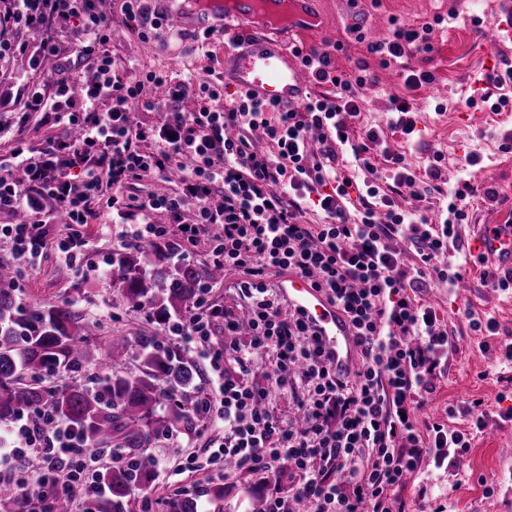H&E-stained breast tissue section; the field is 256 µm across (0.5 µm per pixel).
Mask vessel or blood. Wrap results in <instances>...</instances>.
<instances>
[{
	"instance_id": "1",
	"label": "vessel or blood",
	"mask_w": 512,
	"mask_h": 512,
	"mask_svg": "<svg viewBox=\"0 0 512 512\" xmlns=\"http://www.w3.org/2000/svg\"><path fill=\"white\" fill-rule=\"evenodd\" d=\"M254 0H238L235 10L213 0L199 10L196 0H166V25L171 30L219 29L237 40L236 49L224 56V80L259 102L282 105L301 103L309 78L294 56L254 31ZM475 256L500 272L512 273V225L484 224L471 241ZM281 288L291 307L302 310L337 371H352L357 363L345 317L303 277L289 275Z\"/></svg>"
}]
</instances>
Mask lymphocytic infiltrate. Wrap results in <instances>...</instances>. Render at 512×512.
I'll return each mask as SVG.
<instances>
[{
  "instance_id": "lymphocytic-infiltrate-1",
  "label": "lymphocytic infiltrate",
  "mask_w": 512,
  "mask_h": 512,
  "mask_svg": "<svg viewBox=\"0 0 512 512\" xmlns=\"http://www.w3.org/2000/svg\"><path fill=\"white\" fill-rule=\"evenodd\" d=\"M36 32L33 40L21 31ZM434 26H399L391 40L368 43L382 64L431 52ZM71 37L80 68L94 80L74 94L72 77L48 88L30 81L0 106L22 118L41 115L62 128L43 147L24 144L0 155V237L18 260L17 275L38 265L48 245L72 268L88 259V239H50L53 210L88 224L107 211L127 226L116 246L165 244L170 228L183 241L209 243L210 264L237 272V307L219 309L203 285L190 310L162 329L205 364L199 413L224 436L206 464L228 481L226 466L271 476L267 512H395L407 473L425 457L457 465L470 447L466 433L417 412L446 371L455 346L437 310L420 301L430 276L461 278L457 228L468 218L467 189L455 191L440 219L423 207L441 178L442 155L426 182L389 151L384 136L360 125L357 87L330 52L309 50L302 65L323 93L298 107L250 101L242 92L173 80L164 72L117 73L106 45L108 17L98 0H0V84L12 82L7 62L27 58L40 70ZM164 88L163 100L147 86ZM158 112L154 124L132 123L129 107ZM355 160L368 176L351 174ZM384 175H376V167ZM182 176L177 189L136 193L137 185ZM24 169L17 182L15 169ZM409 194L415 208L402 206ZM319 210L323 221H307ZM166 213L164 224H131L128 216ZM307 279L346 317L358 354L353 371L336 372L304 315L289 308L277 277ZM224 339H213L215 318ZM0 484L28 493L30 512H51L59 494L90 503L104 495L98 479L103 448L86 454L63 420L38 429L20 414L0 429ZM36 456L40 465L20 470Z\"/></svg>"
}]
</instances>
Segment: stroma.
Masks as SVG:
<instances>
[{"mask_svg":"<svg viewBox=\"0 0 512 512\" xmlns=\"http://www.w3.org/2000/svg\"><path fill=\"white\" fill-rule=\"evenodd\" d=\"M505 9L504 0H312L315 22L303 32L281 27L289 43L333 50L334 64L346 75H357L359 66L370 73H386L385 83L365 85L360 94L365 102L361 122L382 131L390 147L402 150L411 171L424 176L430 157L442 154V194L429 203L432 216L446 206L445 195L470 185L469 221L459 228L462 247H469L477 225L486 223L492 212L512 215V152L501 149L512 138V81L500 88H484L482 79L490 71L512 70V42L494 46L484 43L479 24L491 21ZM112 29L109 49L118 71H165L180 78L191 74L211 83H223V50L230 44L217 33L208 45H201L192 32L165 35L163 40L145 41L136 24L125 13L124 0H107ZM443 16L441 28L433 35V50L381 67L378 56L367 53L351 31L361 25L367 41L391 38L395 23H422ZM429 71L431 85L407 87L408 71ZM505 107H498L500 97ZM407 100L417 113V130L410 139L392 132V100ZM484 113L477 124L461 121L468 110ZM61 263L55 250H48L36 270L18 279L23 301L66 303L86 320L97 323L96 349L105 352L116 331L128 335L153 334L156 324L145 309L114 307L112 283L108 276L70 272L60 277ZM458 289L431 280L421 295L448 323V335L456 350L450 353L447 371L436 382V391L420 414L430 422L448 420L453 429L470 432L471 447L457 466H436L426 460L421 469L407 477L401 490V512H512V363L504 361L501 343L512 340V291L488 286L478 265L462 268ZM494 317L499 333L487 346L469 326L470 317ZM479 399L489 414V424L480 433L470 430L469 418L460 415L464 402ZM457 408L447 418L448 408ZM216 431L201 422L197 434L160 439L150 453L156 462L155 481L149 493L134 492L130 512H162L163 501L175 491L199 495L203 512H250L246 484H259L260 475L235 477L221 500L204 497L206 488L216 484L211 470H187L188 456L204 455Z\"/></svg>","mask_w":512,"mask_h":512,"instance_id":"1","label":"stroma"}]
</instances>
